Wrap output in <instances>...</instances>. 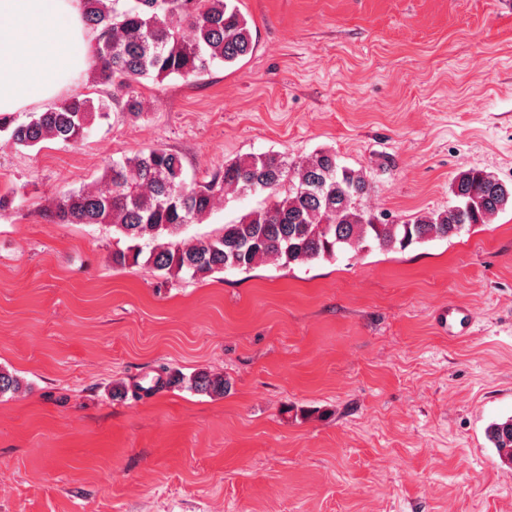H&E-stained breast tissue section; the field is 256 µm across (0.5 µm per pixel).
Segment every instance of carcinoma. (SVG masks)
I'll return each mask as SVG.
<instances>
[{"instance_id": "obj_1", "label": "carcinoma", "mask_w": 512, "mask_h": 512, "mask_svg": "<svg viewBox=\"0 0 512 512\" xmlns=\"http://www.w3.org/2000/svg\"><path fill=\"white\" fill-rule=\"evenodd\" d=\"M83 21L96 34L98 63L89 80L109 89L92 99L71 94L55 108L33 112L25 121L0 114V133L9 142L34 147L47 140L73 144L95 117L119 112L139 118L143 79L196 77L217 62L234 63L253 52L251 28L234 0H82ZM265 192L268 203L190 242L182 229L209 215L224 192ZM371 190L367 176L321 151L301 162L276 155L224 163L209 179H188L182 158L154 147L112 160L91 187L60 196L51 220L58 224H107L130 241L112 251L123 268L152 243L145 265L162 276L207 277L228 269L248 272L264 260L287 267L333 260L370 244L404 251L414 244L448 240L488 224L512 207V184L477 168L453 181L455 204L405 224H383L363 205ZM190 388L224 393V379L197 375ZM498 456L512 463V419L487 429Z\"/></svg>"}]
</instances>
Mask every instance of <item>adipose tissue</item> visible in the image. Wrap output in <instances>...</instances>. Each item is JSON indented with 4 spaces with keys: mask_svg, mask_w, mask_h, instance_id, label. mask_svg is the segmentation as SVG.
<instances>
[{
    "mask_svg": "<svg viewBox=\"0 0 512 512\" xmlns=\"http://www.w3.org/2000/svg\"><path fill=\"white\" fill-rule=\"evenodd\" d=\"M82 0H0V114L50 103L96 63Z\"/></svg>",
    "mask_w": 512,
    "mask_h": 512,
    "instance_id": "obj_1",
    "label": "adipose tissue"
}]
</instances>
